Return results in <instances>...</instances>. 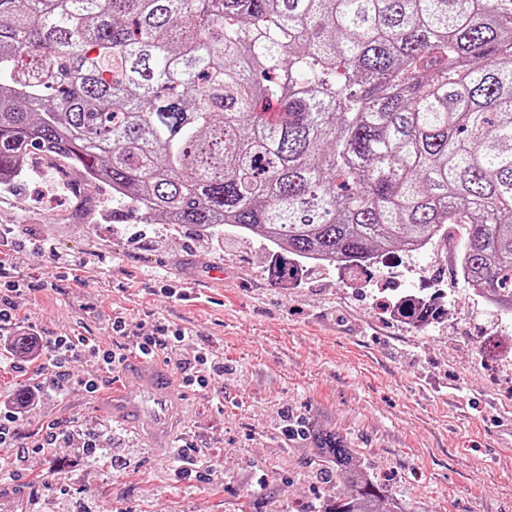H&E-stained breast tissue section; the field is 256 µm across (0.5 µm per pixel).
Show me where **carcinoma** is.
<instances>
[{
    "label": "carcinoma",
    "mask_w": 512,
    "mask_h": 512,
    "mask_svg": "<svg viewBox=\"0 0 512 512\" xmlns=\"http://www.w3.org/2000/svg\"><path fill=\"white\" fill-rule=\"evenodd\" d=\"M33 153L110 187L114 223L300 258L461 224L465 282L512 312V0H0V184ZM312 439L315 512H380L346 440Z\"/></svg>",
    "instance_id": "obj_1"
}]
</instances>
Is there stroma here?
<instances>
[{
  "mask_svg": "<svg viewBox=\"0 0 512 512\" xmlns=\"http://www.w3.org/2000/svg\"><path fill=\"white\" fill-rule=\"evenodd\" d=\"M29 176L0 190V289L12 281L14 316L45 339L77 336L119 353L115 315L131 334L190 331L166 350L179 368L205 348L224 362L206 391H191L186 429L201 439L204 479L181 478L177 444L159 450L133 435L126 469L84 463L59 443L31 446L43 425L80 427L112 445L111 420L84 387L119 381L75 357L60 395L31 415L0 458H20L0 483V512H293L316 504L314 428L347 437L386 502L405 512H512V457L495 461L491 430L512 413V316L472 294L440 245L393 247L367 267L296 260L274 275L279 250L231 226L111 218L112 191L73 194L82 175L61 160L28 159ZM223 269L224 281L210 273ZM413 294L436 306L423 327L390 302Z\"/></svg>",
  "mask_w": 512,
  "mask_h": 512,
  "instance_id": "1",
  "label": "stroma"
}]
</instances>
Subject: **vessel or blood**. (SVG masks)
<instances>
[{
  "instance_id": "1",
  "label": "vessel or blood",
  "mask_w": 512,
  "mask_h": 512,
  "mask_svg": "<svg viewBox=\"0 0 512 512\" xmlns=\"http://www.w3.org/2000/svg\"><path fill=\"white\" fill-rule=\"evenodd\" d=\"M127 385L100 403L104 414L142 434L155 448L167 447L187 405L186 391L165 364L139 356L122 366Z\"/></svg>"
}]
</instances>
